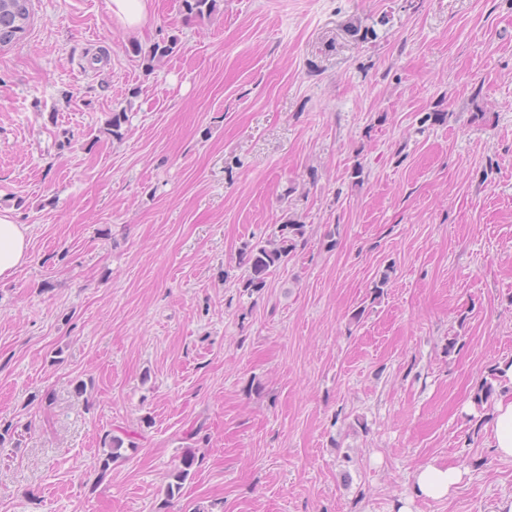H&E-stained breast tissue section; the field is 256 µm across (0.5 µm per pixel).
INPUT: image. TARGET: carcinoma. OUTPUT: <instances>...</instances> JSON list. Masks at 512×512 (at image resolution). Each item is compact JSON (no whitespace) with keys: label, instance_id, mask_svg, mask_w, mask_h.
<instances>
[{"label":"carcinoma","instance_id":"obj_1","mask_svg":"<svg viewBox=\"0 0 512 512\" xmlns=\"http://www.w3.org/2000/svg\"><path fill=\"white\" fill-rule=\"evenodd\" d=\"M220 2L221 0H184V7L188 14L204 17L218 11ZM17 3L18 0H0V46L21 40L29 26L31 0H25L21 11L16 8ZM177 45L178 39L171 36L152 44L146 51L138 44L132 45V50L141 57L142 65L149 71L156 60L174 53ZM304 235L305 225L290 219L283 224L274 225V231L268 239L244 243L239 255L242 263L247 266V275L240 281L241 288L250 295L265 290L271 273L295 256L298 242ZM193 462L194 458H185L184 467L172 474L173 482L167 488L169 495L180 491L181 485L190 476Z\"/></svg>","mask_w":512,"mask_h":512}]
</instances>
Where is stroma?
<instances>
[{
	"label": "stroma",
	"instance_id": "1",
	"mask_svg": "<svg viewBox=\"0 0 512 512\" xmlns=\"http://www.w3.org/2000/svg\"><path fill=\"white\" fill-rule=\"evenodd\" d=\"M31 13L0 47V209L30 236L0 280V512L511 499L473 394L512 358V0ZM173 35L153 71L129 50ZM290 219L295 256L243 292L240 247ZM433 460L468 469L444 500L412 494ZM149 0H109L112 16L128 29L139 28L147 18Z\"/></svg>",
	"mask_w": 512,
	"mask_h": 512
}]
</instances>
